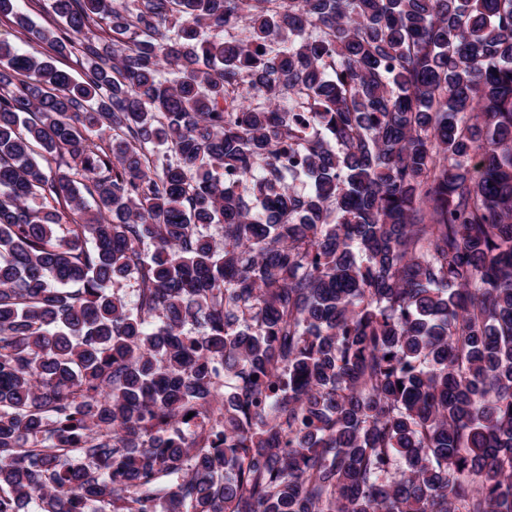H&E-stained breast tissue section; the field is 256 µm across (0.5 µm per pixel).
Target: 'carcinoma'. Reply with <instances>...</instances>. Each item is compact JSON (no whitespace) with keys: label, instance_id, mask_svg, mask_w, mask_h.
Segmentation results:
<instances>
[{"label":"carcinoma","instance_id":"cac0c4a2","mask_svg":"<svg viewBox=\"0 0 512 512\" xmlns=\"http://www.w3.org/2000/svg\"><path fill=\"white\" fill-rule=\"evenodd\" d=\"M17 2L0 512H512V0Z\"/></svg>","mask_w":512,"mask_h":512}]
</instances>
